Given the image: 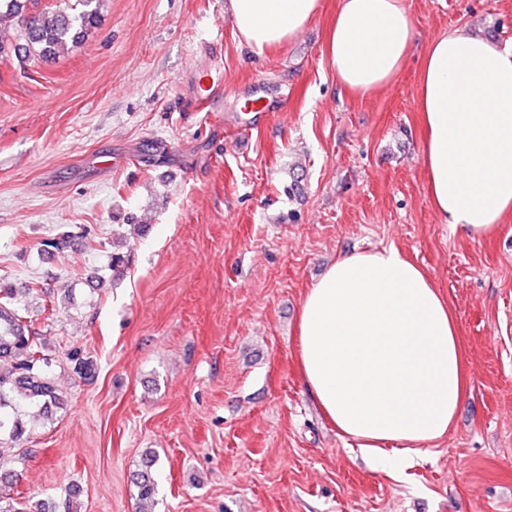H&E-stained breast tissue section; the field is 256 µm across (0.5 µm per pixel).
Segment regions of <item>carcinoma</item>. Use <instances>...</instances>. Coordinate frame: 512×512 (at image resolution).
Listing matches in <instances>:
<instances>
[{"label":"carcinoma","instance_id":"1","mask_svg":"<svg viewBox=\"0 0 512 512\" xmlns=\"http://www.w3.org/2000/svg\"><path fill=\"white\" fill-rule=\"evenodd\" d=\"M37 0H0V60H13L20 68L60 57L69 47L82 42L100 21L104 0H65L64 5L47 6L34 13L28 5ZM74 235L62 231L43 242L49 250L65 252ZM129 255L112 251V279L123 275ZM80 375L94 364L81 349L67 353ZM51 358L45 334L29 320L28 309L15 289L0 285V437L17 443L42 416L61 404L50 377ZM155 456H145L142 469L133 475L138 500L154 503L157 482L153 475ZM24 472L5 466L0 446V512H55L46 503L23 495L19 485Z\"/></svg>","mask_w":512,"mask_h":512}]
</instances>
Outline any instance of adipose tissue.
<instances>
[{
    "mask_svg": "<svg viewBox=\"0 0 512 512\" xmlns=\"http://www.w3.org/2000/svg\"><path fill=\"white\" fill-rule=\"evenodd\" d=\"M319 0H230L253 49L282 44ZM416 33L401 0H340L327 51L340 84L365 92L398 74ZM423 163L444 223L472 235L512 211V47L465 28L420 56ZM301 377L337 431L382 470H401L448 433L465 362L448 303L398 248L337 257L308 288L298 320Z\"/></svg>",
    "mask_w": 512,
    "mask_h": 512,
    "instance_id": "ef3b65f1",
    "label": "adipose tissue"
}]
</instances>
